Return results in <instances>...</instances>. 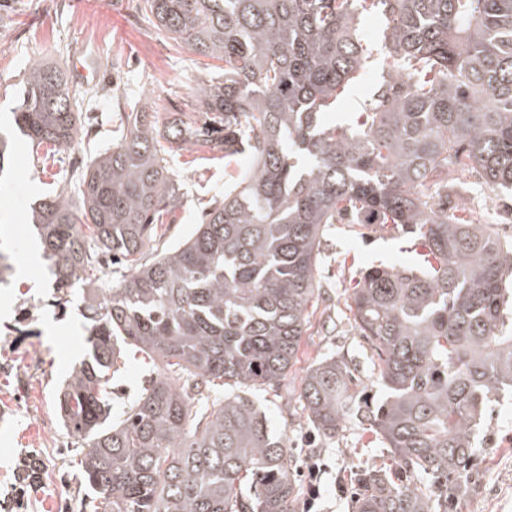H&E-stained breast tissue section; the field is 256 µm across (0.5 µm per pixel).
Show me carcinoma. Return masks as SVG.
Returning a JSON list of instances; mask_svg holds the SVG:
<instances>
[{
  "mask_svg": "<svg viewBox=\"0 0 512 512\" xmlns=\"http://www.w3.org/2000/svg\"><path fill=\"white\" fill-rule=\"evenodd\" d=\"M157 32L224 73L194 88L203 125L159 127L154 104L112 118V148L81 173L77 202L52 194L30 220L56 287L84 286L86 354L58 412L82 448L92 512H295L286 436L252 389L297 358L318 295L324 234L390 224L431 259L366 270L349 310L377 350L386 395L357 390L343 358L307 371L300 401L325 439L355 418L381 437L400 479L356 474V512H448L463 493L488 404L512 393V243L448 211L441 192L471 170L512 190V0H142ZM363 12L383 15L386 74L360 129L326 126L365 69ZM81 102L62 68L35 62L12 108L34 148L70 146ZM246 155L251 168L184 240L144 259L181 204L160 140ZM12 133L0 132V170ZM113 255L131 271L98 288ZM160 358L125 407L113 380L128 348Z\"/></svg>",
  "mask_w": 512,
  "mask_h": 512,
  "instance_id": "obj_1",
  "label": "carcinoma"
}]
</instances>
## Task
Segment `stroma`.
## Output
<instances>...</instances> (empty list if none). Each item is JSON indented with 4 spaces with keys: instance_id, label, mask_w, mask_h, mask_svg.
Listing matches in <instances>:
<instances>
[{
    "instance_id": "1",
    "label": "stroma",
    "mask_w": 512,
    "mask_h": 512,
    "mask_svg": "<svg viewBox=\"0 0 512 512\" xmlns=\"http://www.w3.org/2000/svg\"><path fill=\"white\" fill-rule=\"evenodd\" d=\"M138 3L0 0V25L15 32L12 44L0 48V126L12 127L11 109L33 62L48 61L68 71L80 53L98 74L96 80L74 86L83 100V132L75 142L46 164L38 161L24 137H17L11 172L0 183V225L9 230L7 246L16 255L17 272L24 275L23 282L0 288V306L9 307L8 314H0V503L8 504V512H78L90 494L79 474L78 442L56 409L60 385L84 354L82 289L73 287L65 299H58L42 249L32 236L30 208L49 189L76 196L77 172L96 150L112 142L113 100L154 99L163 126L174 120L197 121L184 103L214 64L158 37ZM379 74L378 62L369 61L328 121L357 126ZM169 164L182 181V204L165 215L166 236L146 246L149 259L189 236L201 223L205 206L223 199L231 170L246 167L248 160L240 158L228 167L223 160H203L185 149L174 153ZM449 199L480 223L494 225L502 239L512 238V194L486 186L477 172L465 174L450 189ZM412 244L409 234H386L371 224L357 232L348 224L330 226L316 272L320 295L297 361L279 381L253 391L273 429L287 431L298 477L306 478L313 459L325 464L317 512H353L354 473L386 463L388 455L383 443L352 418L335 439L318 445L298 399L302 380L320 358L342 355L352 361L364 393L381 398L378 359L355 327L349 297L370 267L417 262ZM475 453L477 466L466 479V492L448 512H512V396L501 395L488 408ZM34 454L44 463L43 480L30 488L20 476L24 460Z\"/></svg>"
}]
</instances>
